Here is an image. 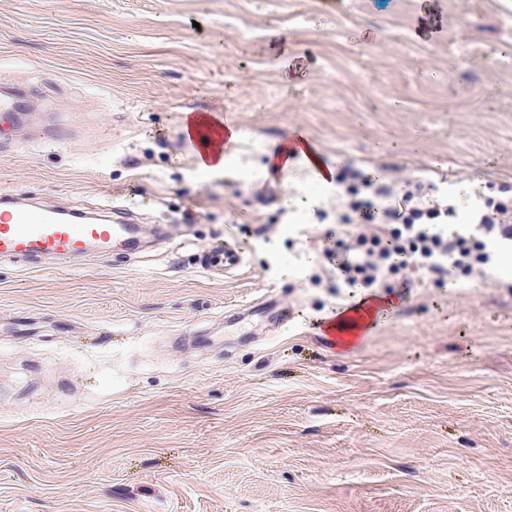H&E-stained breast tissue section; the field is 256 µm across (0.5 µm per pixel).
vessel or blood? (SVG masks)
Returning <instances> with one entry per match:
<instances>
[{"mask_svg":"<svg viewBox=\"0 0 512 512\" xmlns=\"http://www.w3.org/2000/svg\"><path fill=\"white\" fill-rule=\"evenodd\" d=\"M137 245L135 227L120 205L110 203L90 212L38 202L0 197V260H77L103 258L113 244ZM245 264L232 246L202 256L208 274L233 275Z\"/></svg>","mask_w":512,"mask_h":512,"instance_id":"1","label":"vessel or blood"}]
</instances>
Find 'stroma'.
I'll list each match as a JSON object with an SVG mask.
<instances>
[{
  "mask_svg": "<svg viewBox=\"0 0 512 512\" xmlns=\"http://www.w3.org/2000/svg\"><path fill=\"white\" fill-rule=\"evenodd\" d=\"M4 86L0 192L118 202L150 246L0 261V512H512V292L395 293L337 348L335 188L266 167L298 133L463 212L512 187V0H0ZM187 112L236 130L223 169ZM228 238L246 267L208 275ZM198 115L207 118L201 127L202 133L209 136L212 140H215V142L219 144V147L222 148L224 145V131L222 128V121L210 114ZM198 115L192 114V112L185 113L182 123V131L189 141L192 138L197 140L200 148V153L198 152L197 155L198 167L202 173L207 174L209 172L224 168V165L228 161V157L225 151H209V145L206 142L201 141V139L199 138V130L197 129V124L199 120ZM217 122L220 125H218Z\"/></svg>",
  "mask_w": 512,
  "mask_h": 512,
  "instance_id": "stroma-1",
  "label": "stroma"
}]
</instances>
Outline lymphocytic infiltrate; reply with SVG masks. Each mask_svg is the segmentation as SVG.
<instances>
[{"instance_id":"obj_1","label":"lymphocytic infiltrate","mask_w":512,"mask_h":512,"mask_svg":"<svg viewBox=\"0 0 512 512\" xmlns=\"http://www.w3.org/2000/svg\"><path fill=\"white\" fill-rule=\"evenodd\" d=\"M336 231L323 247L330 287L381 298L395 289L444 287L488 278L512 247V197L483 196L460 221L442 184L421 177L387 180L338 166Z\"/></svg>"}]
</instances>
